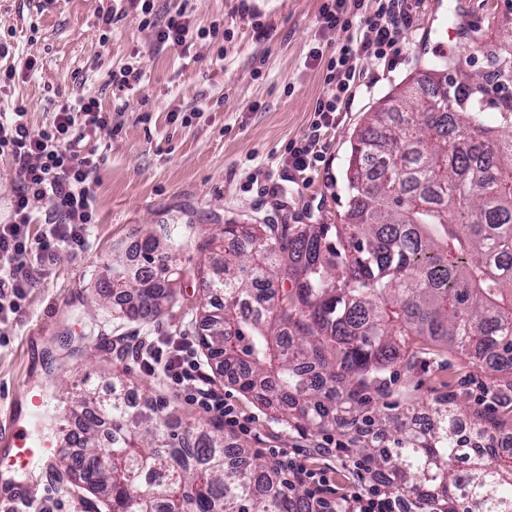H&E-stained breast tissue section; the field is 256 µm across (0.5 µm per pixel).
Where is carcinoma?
I'll list each match as a JSON object with an SVG mask.
<instances>
[{"instance_id": "carcinoma-1", "label": "carcinoma", "mask_w": 512, "mask_h": 512, "mask_svg": "<svg viewBox=\"0 0 512 512\" xmlns=\"http://www.w3.org/2000/svg\"><path fill=\"white\" fill-rule=\"evenodd\" d=\"M489 56L485 75L450 58L367 113L352 135L344 222L226 223L208 241L205 284L222 299L201 307L209 359L289 424L367 429L350 437L351 451L387 490L411 493L419 512H512L506 423L479 424L482 449L460 469V415L449 401L431 417L380 409L388 373L414 364V338L510 378L512 390V96L477 89L512 80L504 55ZM139 251L134 282L116 283L118 254L98 283L130 321L174 303L182 272L153 235ZM132 392L117 372L109 391L82 388L69 415L45 417L61 431L82 421L72 443L80 451L61 449L54 466L66 480L80 473L95 512H315L302 484L288 486L220 426L194 425L151 396L134 402Z\"/></svg>"}]
</instances>
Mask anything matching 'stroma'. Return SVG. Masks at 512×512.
<instances>
[{"label":"stroma","instance_id":"1","mask_svg":"<svg viewBox=\"0 0 512 512\" xmlns=\"http://www.w3.org/2000/svg\"><path fill=\"white\" fill-rule=\"evenodd\" d=\"M325 2L157 0L159 12L186 11L192 29L223 24L219 56L200 38L184 55L155 50L128 0H0V36H9L19 57L38 60L36 74H17L14 85L0 90V109L23 101L32 128L39 130L55 104L90 91L119 114L122 126L117 135L101 137L98 220L89 227L85 249L60 250L49 274L34 275L22 316L0 325V439L14 417L29 413L31 396L50 397L59 406L60 396L74 386L106 387L116 366L141 394L166 396L191 422L212 421L211 413L189 403L162 374L145 373L136 355L150 339L197 342L196 311L208 301L196 273L207 264L203 244L228 220L340 223L347 210L350 136L366 112L424 70L434 46L444 47L465 71L480 72L488 46L500 45L512 28V0H420L396 58L360 57L355 97L320 131L322 162L300 173L286 165L288 149L310 135L315 107L328 94L325 66L310 53L317 48L331 55L364 34L365 13L355 9L348 12V26L321 29ZM112 6L128 15L103 43L98 14ZM137 63L147 71L140 87L121 92L109 85L110 71ZM174 110L187 114L188 122L171 121ZM164 224L178 227L174 240L184 274L177 302L144 321L120 319L98 294V274L114 249L159 233ZM417 352L414 369L392 373L393 413L445 396L457 406L512 418V407L487 399L494 382L484 369L427 342ZM196 356L212 387L247 425L243 431L226 428V435L246 444L256 459L296 452L309 468L327 473L337 494L363 489L357 471L336 453L335 430L319 433L277 419L212 369L204 350ZM28 489L37 501L54 498L55 512H88L84 490L60 480L47 465L24 470L0 448V512Z\"/></svg>","mask_w":512,"mask_h":512}]
</instances>
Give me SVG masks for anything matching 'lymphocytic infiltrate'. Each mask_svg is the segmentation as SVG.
Wrapping results in <instances>:
<instances>
[{
	"label": "lymphocytic infiltrate",
	"mask_w": 512,
	"mask_h": 512,
	"mask_svg": "<svg viewBox=\"0 0 512 512\" xmlns=\"http://www.w3.org/2000/svg\"><path fill=\"white\" fill-rule=\"evenodd\" d=\"M140 9L142 27L150 29L155 47L188 49L194 34L185 12L159 17L155 0H130ZM414 21L408 0H375L374 11L365 17V36L341 45L331 56L313 51L312 59L325 60V83L329 94L316 109L319 126L331 123L351 94L355 60L365 53L384 58L396 50L402 34ZM119 130L110 110L99 97L81 94L55 106L51 119L41 130H33L24 105L15 104L0 113V154L15 164L17 187L12 214L0 224V324L13 322L22 314V303L31 286L32 271H45L59 250L84 249L88 228L96 221L95 175L102 161L97 150L86 148V139ZM48 203L44 229L32 236L34 202ZM140 356L146 372L163 369L174 384L200 380V365L188 342L168 341L143 344ZM293 481L314 485L321 512H335L346 503L348 512H412L414 499L407 493H389L376 487L336 499L328 496V481L317 476L296 457H289Z\"/></svg>",
	"instance_id": "1"
}]
</instances>
